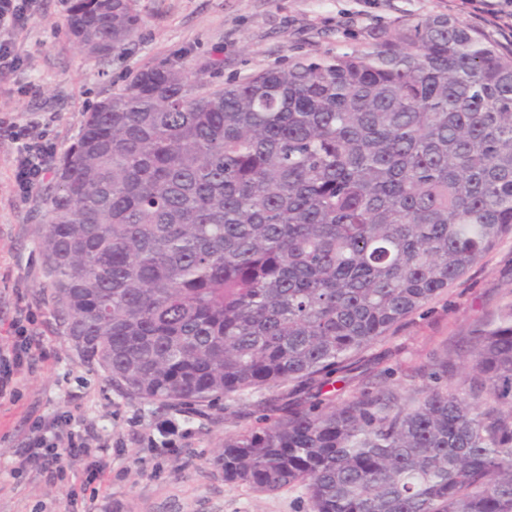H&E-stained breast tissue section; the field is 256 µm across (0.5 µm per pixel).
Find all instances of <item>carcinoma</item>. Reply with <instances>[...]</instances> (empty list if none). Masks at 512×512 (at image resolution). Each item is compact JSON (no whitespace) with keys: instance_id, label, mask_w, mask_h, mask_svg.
Segmentation results:
<instances>
[{"instance_id":"1","label":"carcinoma","mask_w":512,"mask_h":512,"mask_svg":"<svg viewBox=\"0 0 512 512\" xmlns=\"http://www.w3.org/2000/svg\"><path fill=\"white\" fill-rule=\"evenodd\" d=\"M134 0H73L104 58ZM39 243L84 360L203 413L288 383L224 479L311 512H512V300L465 349L341 401L331 376L512 235V48L446 14L212 90L166 62L84 120Z\"/></svg>"}]
</instances>
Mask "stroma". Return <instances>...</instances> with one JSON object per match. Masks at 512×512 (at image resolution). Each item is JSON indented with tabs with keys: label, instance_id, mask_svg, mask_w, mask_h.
<instances>
[{
	"label": "stroma",
	"instance_id": "1",
	"mask_svg": "<svg viewBox=\"0 0 512 512\" xmlns=\"http://www.w3.org/2000/svg\"><path fill=\"white\" fill-rule=\"evenodd\" d=\"M70 0H33L14 34L18 66L0 74V120L35 121L66 154L93 106L140 71L176 60L205 71L220 88L252 74L371 41L437 14L460 18L486 37L512 45V30L470 0H136L141 27L124 51L87 57L66 27ZM43 191L26 196L14 180L13 146L0 139V347L21 307L37 317L46 359L17 382L14 401L0 403V512H310L299 488L262 493L225 480L216 456L226 437L257 424L268 390L214 404L203 415L131 397L84 362L55 311L38 244L46 231ZM512 300V236L465 279L410 316L364 354L357 370L338 376L329 393L343 398L362 379L393 369L396 379L444 356L503 303ZM58 418L77 430L95 424L112 447L106 479L82 485V467L68 463L55 480L19 470L16 451L29 420ZM78 486L75 502L66 492Z\"/></svg>",
	"mask_w": 512,
	"mask_h": 512
}]
</instances>
